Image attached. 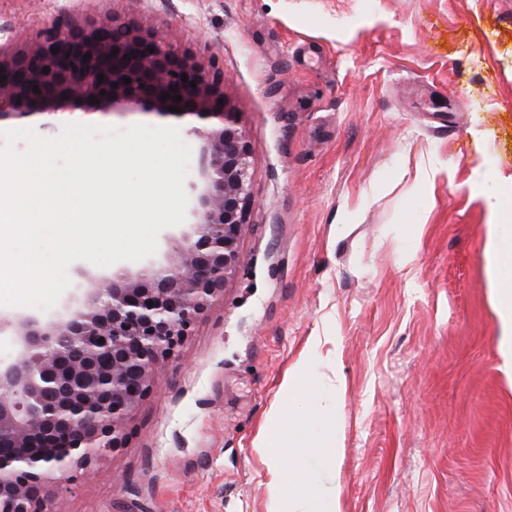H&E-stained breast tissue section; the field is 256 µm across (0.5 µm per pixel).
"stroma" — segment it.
Listing matches in <instances>:
<instances>
[{"label":"stroma","instance_id":"stroma-1","mask_svg":"<svg viewBox=\"0 0 512 512\" xmlns=\"http://www.w3.org/2000/svg\"><path fill=\"white\" fill-rule=\"evenodd\" d=\"M138 15L215 58L253 146L241 267L51 512H271L257 438L301 356L343 377L337 512H512V327L489 234L512 207V0H0V45ZM163 125L73 107L20 121Z\"/></svg>","mask_w":512,"mask_h":512}]
</instances>
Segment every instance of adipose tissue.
Instances as JSON below:
<instances>
[{
  "instance_id": "obj_1",
  "label": "adipose tissue",
  "mask_w": 512,
  "mask_h": 512,
  "mask_svg": "<svg viewBox=\"0 0 512 512\" xmlns=\"http://www.w3.org/2000/svg\"><path fill=\"white\" fill-rule=\"evenodd\" d=\"M490 246L496 259L494 279L501 307L512 315V225L495 224ZM286 407L268 414L258 437L269 476L268 491L279 512H326V494L314 475L303 465L305 454L317 456L334 468L343 439V423L328 416L322 392L308 380L307 361H299L283 381ZM289 466H281L282 458Z\"/></svg>"
}]
</instances>
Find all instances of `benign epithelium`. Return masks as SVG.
<instances>
[{"instance_id": "benign-epithelium-1", "label": "benign epithelium", "mask_w": 512, "mask_h": 512, "mask_svg": "<svg viewBox=\"0 0 512 512\" xmlns=\"http://www.w3.org/2000/svg\"><path fill=\"white\" fill-rule=\"evenodd\" d=\"M54 46L60 51L52 52ZM165 93L170 98L163 101ZM92 96L130 111L148 108L204 137L195 222L178 240L181 266L150 261L133 276L116 271L106 288L51 316L0 311V341H21L15 357L0 358V447L6 436L20 448L0 454V512H47L43 488L72 484L79 467L121 447L123 427L159 364L175 355L241 262L253 147L237 112L220 102L218 64L113 11L62 14L25 45L0 48V119L28 118Z\"/></svg>"}]
</instances>
